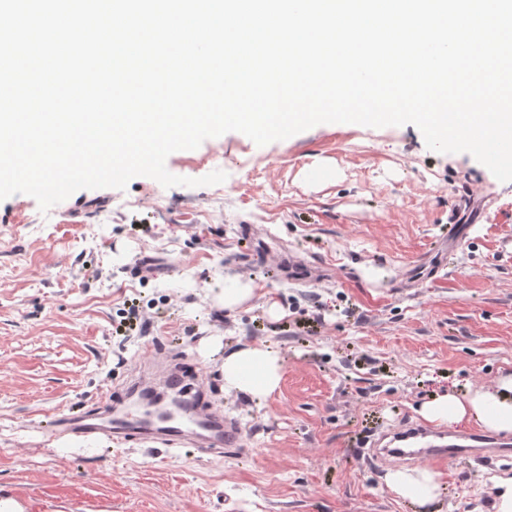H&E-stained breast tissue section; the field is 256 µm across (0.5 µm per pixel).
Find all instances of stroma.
Segmentation results:
<instances>
[{"mask_svg":"<svg viewBox=\"0 0 512 512\" xmlns=\"http://www.w3.org/2000/svg\"><path fill=\"white\" fill-rule=\"evenodd\" d=\"M166 167L227 178L139 176L45 214L25 194L0 201V490L27 512H420L367 450L436 394L512 373V181L430 151L412 124H319L262 147L229 132ZM285 250L317 271L278 275ZM233 277L258 289L230 312L214 295ZM260 343L284 373L255 401L221 365ZM169 354L207 376L242 448L43 434ZM438 475L436 512H476L475 464Z\"/></svg>","mask_w":512,"mask_h":512,"instance_id":"1","label":"stroma"}]
</instances>
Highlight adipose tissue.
<instances>
[{"mask_svg": "<svg viewBox=\"0 0 512 512\" xmlns=\"http://www.w3.org/2000/svg\"><path fill=\"white\" fill-rule=\"evenodd\" d=\"M222 371L226 389L261 400L278 390L284 360L268 346L245 344L225 355ZM419 414L436 425L475 421L489 431L512 436V374L503 375L486 388L467 387L436 395L422 404ZM385 482L396 496L422 507L433 504L438 497L439 477L425 468L389 471Z\"/></svg>", "mask_w": 512, "mask_h": 512, "instance_id": "adipose-tissue-1", "label": "adipose tissue"}]
</instances>
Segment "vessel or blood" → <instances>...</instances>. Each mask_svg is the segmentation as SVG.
Returning <instances> with one entry per match:
<instances>
[{
	"instance_id": "obj_1",
	"label": "vessel or blood",
	"mask_w": 512,
	"mask_h": 512,
	"mask_svg": "<svg viewBox=\"0 0 512 512\" xmlns=\"http://www.w3.org/2000/svg\"><path fill=\"white\" fill-rule=\"evenodd\" d=\"M156 381L183 388L191 385L196 390L188 411L165 428L156 432L144 429L141 413L130 408L119 413L112 412V398L107 395L84 415L58 420L53 437H81L87 440L108 437L120 443L156 439L168 447L192 444L227 451L242 447V430L238 422L208 408V382L203 375L187 376L181 364L169 358L132 378L137 388ZM509 453H512V442H502L488 434L440 431L409 423L381 435L375 442L372 457L382 466L414 463L441 465L452 459L466 458L490 470L498 458Z\"/></svg>"
}]
</instances>
